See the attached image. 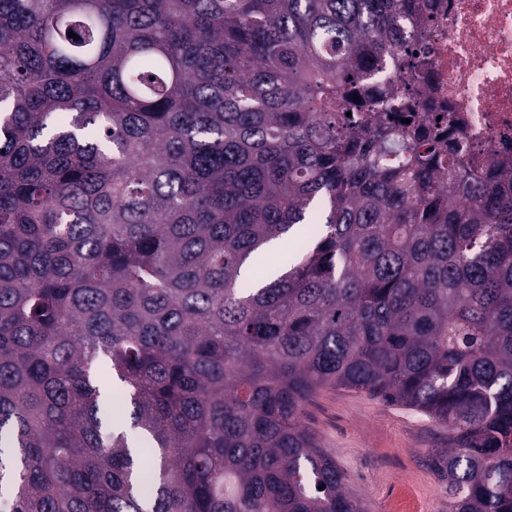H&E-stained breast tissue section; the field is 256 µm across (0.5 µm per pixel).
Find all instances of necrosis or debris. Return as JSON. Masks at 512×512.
<instances>
[{
	"instance_id": "obj_1",
	"label": "necrosis or debris",
	"mask_w": 512,
	"mask_h": 512,
	"mask_svg": "<svg viewBox=\"0 0 512 512\" xmlns=\"http://www.w3.org/2000/svg\"><path fill=\"white\" fill-rule=\"evenodd\" d=\"M434 108L450 110L474 164H512V0H426Z\"/></svg>"
}]
</instances>
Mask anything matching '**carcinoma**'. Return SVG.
Instances as JSON below:
<instances>
[{
    "label": "carcinoma",
    "instance_id": "cac0c4a2",
    "mask_svg": "<svg viewBox=\"0 0 512 512\" xmlns=\"http://www.w3.org/2000/svg\"><path fill=\"white\" fill-rule=\"evenodd\" d=\"M422 11L0 0V512H363L325 388L448 428V512H512V167L367 81Z\"/></svg>",
    "mask_w": 512,
    "mask_h": 512
}]
</instances>
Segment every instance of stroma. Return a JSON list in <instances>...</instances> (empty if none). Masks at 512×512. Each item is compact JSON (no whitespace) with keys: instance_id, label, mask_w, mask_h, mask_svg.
I'll return each mask as SVG.
<instances>
[{"instance_id":"1","label":"stroma","mask_w":512,"mask_h":512,"mask_svg":"<svg viewBox=\"0 0 512 512\" xmlns=\"http://www.w3.org/2000/svg\"><path fill=\"white\" fill-rule=\"evenodd\" d=\"M314 431L364 512H448V483L430 464L448 430L366 394L327 389L305 406Z\"/></svg>"}]
</instances>
